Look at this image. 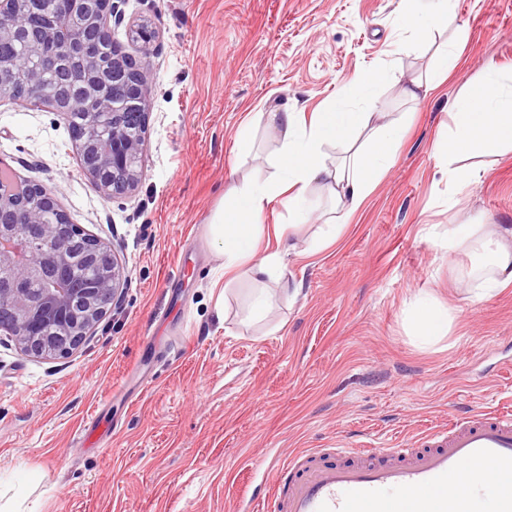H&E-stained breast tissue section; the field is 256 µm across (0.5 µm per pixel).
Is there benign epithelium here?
Listing matches in <instances>:
<instances>
[{"label": "benign epithelium", "instance_id": "7a95c632", "mask_svg": "<svg viewBox=\"0 0 512 512\" xmlns=\"http://www.w3.org/2000/svg\"><path fill=\"white\" fill-rule=\"evenodd\" d=\"M81 2L72 0L73 9L61 28L51 0H34L36 10L24 19L19 13L21 0H0V38H26L43 54L47 67L65 71L78 58L91 69L95 49L85 41L86 32L94 26L109 29L112 23L122 22L121 0H94L97 8L93 12L86 11ZM128 36L138 44L139 57L112 50V79L126 80V107L134 109L139 126L124 125L120 106L114 103L111 146L99 149L90 124L79 131L74 144L83 174L112 197L133 191L141 179L143 130L149 118L146 73L157 32L146 22L133 21ZM6 80L33 83L36 74L0 58V84ZM104 98L103 86L94 79L78 96L60 102L35 99L30 106L48 107L69 117L74 110L105 105ZM50 209L66 220L57 189L27 181L0 184V332L11 337L21 353L35 357L63 356L77 349L128 285L125 268L112 257V276L82 289L84 311L76 312V289L67 275L73 259L67 247L55 244L58 225L43 219ZM30 281L41 283V291L28 288ZM49 320L55 324L51 334L44 330Z\"/></svg>", "mask_w": 512, "mask_h": 512}]
</instances>
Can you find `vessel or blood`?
I'll list each match as a JSON object with an SVG mask.
<instances>
[{
    "mask_svg": "<svg viewBox=\"0 0 512 512\" xmlns=\"http://www.w3.org/2000/svg\"><path fill=\"white\" fill-rule=\"evenodd\" d=\"M273 458L254 512H512V413L469 412L392 448L340 441Z\"/></svg>",
    "mask_w": 512,
    "mask_h": 512,
    "instance_id": "b4317fda",
    "label": "vessel or blood"
}]
</instances>
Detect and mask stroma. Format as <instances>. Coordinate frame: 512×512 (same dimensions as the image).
<instances>
[{"label": "stroma", "instance_id": "obj_1", "mask_svg": "<svg viewBox=\"0 0 512 512\" xmlns=\"http://www.w3.org/2000/svg\"><path fill=\"white\" fill-rule=\"evenodd\" d=\"M461 65L432 95L403 85L432 69L444 36L396 26L400 0H124L159 29L147 72L143 176L105 196L81 171L63 114L0 100V169L57 188L69 220L113 250L130 278L121 301L66 356L0 345V497L29 512H236L253 462L332 448L346 434L395 445L466 410L512 405V285L473 300L469 243L451 224L512 228V152L474 158L476 184L449 205L441 148L465 84L512 79V0H453ZM382 69L372 91L356 76ZM407 125L393 166L360 210L337 213L338 242L285 259L266 325L241 321L245 287L218 321L223 278L207 226L225 189L270 176L282 141L272 112L334 102ZM248 129L255 153L235 156ZM300 295H293L295 283ZM449 311L448 333L414 336L413 306ZM486 224H451L448 227V251L456 250L460 241L468 236L476 233H482L484 239L490 238L492 235H499L498 228L489 230Z\"/></svg>", "mask_w": 512, "mask_h": 512}]
</instances>
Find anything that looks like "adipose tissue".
<instances>
[{"label":"adipose tissue","instance_id":"adipose-tissue-1","mask_svg":"<svg viewBox=\"0 0 512 512\" xmlns=\"http://www.w3.org/2000/svg\"><path fill=\"white\" fill-rule=\"evenodd\" d=\"M417 0H402L397 27L416 40L447 30L450 0L422 12ZM272 122L283 130L278 171L264 179L232 183L216 210L207 231L224 265L223 284L213 286L211 296L217 315L226 311L230 285L244 281L250 286L253 317H263L271 308L275 286L284 277V255L290 240L305 223L298 209L301 201L322 191L334 205L358 210L376 181L390 167L403 138L395 122L381 121L374 112H361L334 105L322 112L271 113ZM454 127L448 138V191L456 193L476 182L478 172L464 166V159L491 148L512 151V85L487 73L462 93L452 114ZM338 141L346 156L330 161L323 150ZM288 212V221L267 230L263 216L271 204ZM274 247H265L267 237Z\"/></svg>","mask_w":512,"mask_h":512}]
</instances>
